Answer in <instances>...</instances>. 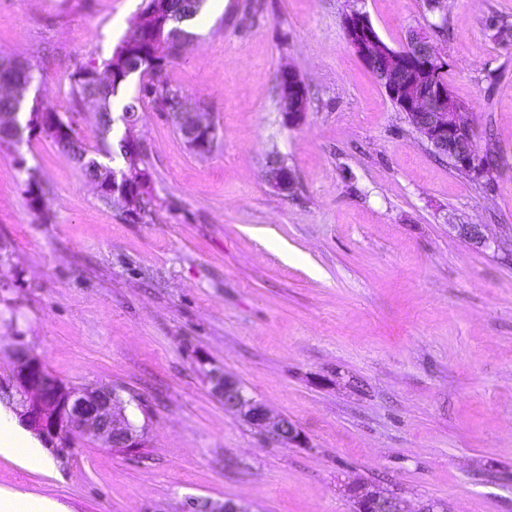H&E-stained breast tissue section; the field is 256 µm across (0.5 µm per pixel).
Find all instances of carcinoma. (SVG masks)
Segmentation results:
<instances>
[{
  "label": "carcinoma",
  "instance_id": "1",
  "mask_svg": "<svg viewBox=\"0 0 512 512\" xmlns=\"http://www.w3.org/2000/svg\"><path fill=\"white\" fill-rule=\"evenodd\" d=\"M205 0H145L140 13L141 22L135 23L130 36L124 38L112 54L99 61L77 67L70 75L69 96L74 106L91 103L96 108V130L100 147L91 152L77 136L68 134L72 125L56 108L42 105L29 106L27 87L42 79L39 69L26 59L18 63L12 59H0V146L10 145L17 153V164L25 169L26 193L32 210L43 219L45 189L31 168L25 167L20 147L27 125H35V132L50 139L78 165L90 180L99 179L104 185H112V172H133L131 192L135 200L134 216L143 222L151 220L156 198L151 189V174L147 151L139 153L138 169L128 164V134L114 138V125L124 122L126 116L137 115L146 104L168 115L178 134H183L178 115L183 112L185 96L181 89L169 84L163 77L168 63L180 56L183 45L191 34L185 23L196 16ZM134 74L142 77L139 93L124 100L119 115H113L114 98L128 78ZM49 112L54 119L29 118L32 111ZM118 155L123 160L120 167L111 166L101 158Z\"/></svg>",
  "mask_w": 512,
  "mask_h": 512
}]
</instances>
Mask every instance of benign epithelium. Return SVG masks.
<instances>
[{"label": "benign epithelium", "instance_id": "obj_1", "mask_svg": "<svg viewBox=\"0 0 512 512\" xmlns=\"http://www.w3.org/2000/svg\"><path fill=\"white\" fill-rule=\"evenodd\" d=\"M345 30L357 57L382 83L412 128L438 155L448 159L451 168L461 169L475 180H484L485 153L468 148L476 141L468 110L459 106L449 87L440 82L439 76L447 71L448 61L429 33L412 30L402 46L393 48L381 40L366 14L356 9L346 15ZM299 79L291 68L282 69L278 75L284 90V115L290 125L299 122L305 114V104L295 84ZM181 124L186 137L197 146L213 132L211 123L196 113L181 115ZM268 182L282 194L293 186L286 168L270 170ZM112 203L119 205L126 214L133 213L132 196L126 189L112 186ZM450 228L477 248L490 247L482 224H452ZM207 377L211 391L224 402V408L266 433L273 442L297 444L301 441L300 431L292 420L271 415L264 404L244 392L238 379L224 373L222 368L211 367ZM13 384L18 396L15 414L19 423L52 447L58 442H70L75 434L100 440L110 447L118 442L127 448L145 447V432L128 426L123 402L113 387L85 389L59 385L52 390L42 360L22 347L14 350ZM348 494L354 504L353 512H409L398 495L365 482L351 484ZM197 509L201 512H249L246 505L235 500L189 499L186 510L195 512Z\"/></svg>", "mask_w": 512, "mask_h": 512}]
</instances>
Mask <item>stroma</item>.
I'll use <instances>...</instances> for the list:
<instances>
[{
	"label": "stroma",
	"instance_id": "1",
	"mask_svg": "<svg viewBox=\"0 0 512 512\" xmlns=\"http://www.w3.org/2000/svg\"><path fill=\"white\" fill-rule=\"evenodd\" d=\"M226 0L164 75L218 131L190 152L170 119L138 133L157 199L152 223L106 205L50 139L0 147V409L26 345L65 383L119 388L143 448L75 438L47 474L0 456V489L68 512H183L190 498L252 512H352L349 483L412 512H512V0ZM143 0H0V56L37 61L40 94L88 146L95 114L72 108L77 66L109 56ZM381 39L430 28L448 86L470 107L491 180L453 171L408 125L351 49L343 19ZM295 70L307 112L279 110ZM24 165H17L16 155ZM293 177L268 184L271 155ZM37 173L48 220L28 205ZM455 224H484L475 249ZM208 360L241 380L301 445H278L210 390Z\"/></svg>",
	"mask_w": 512,
	"mask_h": 512
}]
</instances>
